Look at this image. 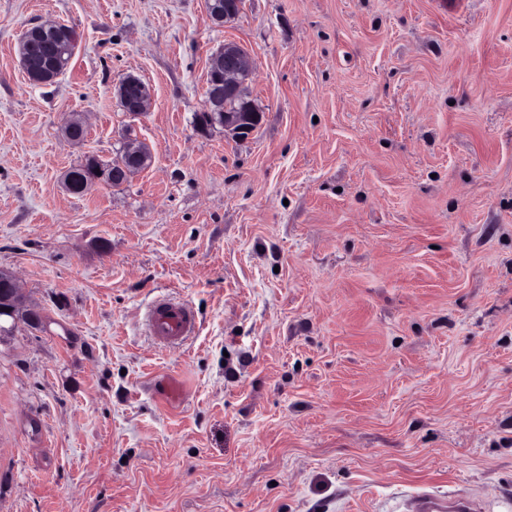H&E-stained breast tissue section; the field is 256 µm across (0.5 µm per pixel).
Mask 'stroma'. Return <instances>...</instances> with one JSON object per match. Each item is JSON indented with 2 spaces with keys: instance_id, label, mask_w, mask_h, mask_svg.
<instances>
[{
  "instance_id": "35a3bbf8",
  "label": "stroma",
  "mask_w": 512,
  "mask_h": 512,
  "mask_svg": "<svg viewBox=\"0 0 512 512\" xmlns=\"http://www.w3.org/2000/svg\"><path fill=\"white\" fill-rule=\"evenodd\" d=\"M47 21L80 43L35 86ZM227 42L243 141L198 121ZM0 269L42 319L0 338V512H512V0H0ZM56 31L46 32L43 36L33 39L30 42L27 56L25 58V67L23 68L29 79L35 83H41V79L38 75L48 68H52L53 75L56 77L60 74L68 65V62L64 65L56 66V55H48L45 53V46L49 45L55 48H61L64 46H75L76 45V33L75 31L65 25L58 23ZM60 32V33H59ZM52 78V79H53ZM209 71L214 74L217 87L224 85V96H231L246 87L252 77L253 66L249 55L240 52L238 45L225 43L224 48L211 56ZM118 95L125 111L132 115H142L149 110L152 94L150 88L144 83H138V91L135 93L128 94L125 89H119ZM143 149H144V153L146 155L147 161H148L145 165H144ZM143 149H142L140 144H133V143L129 144L126 147V155H127V158L129 159V164L126 167L125 166H121V172L122 173L119 172V171H115L112 174L111 172H109L107 170H98V171L95 172V176L91 180H89L90 177L94 173L95 167H102L104 169L112 170V166L113 165H117L120 162H125L124 152L120 155V157H118L117 159H115L113 161L111 160L108 163L101 164L96 159L92 158L93 161L95 162V166L94 165H85V164H83V165H80L78 167L72 168L69 171L73 175L74 181H75V183L77 185H81L85 181L89 180L84 185V188H83L84 192L88 188H90L92 186H95V185H98V184H105V185H109V186L112 185L113 187H118V186L122 185L123 183H120V182L112 183V176L113 175L118 178L122 174L123 177L128 179L133 174H135V172L141 166L144 165V167H143V169H144V168H146L149 165V161L151 159V153H150L149 149L146 146H143ZM195 324L192 311L182 303L161 301L148 315L151 334L169 346H177L191 336ZM415 512H470L474 510L473 502L459 499L448 505L447 497L431 492H420L411 497Z\"/></svg>"
}]
</instances>
